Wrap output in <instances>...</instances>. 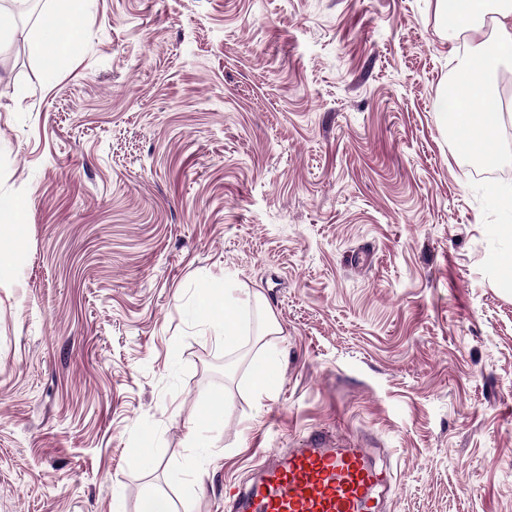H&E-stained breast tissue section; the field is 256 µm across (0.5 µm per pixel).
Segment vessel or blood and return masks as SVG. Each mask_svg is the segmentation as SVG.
<instances>
[{
    "label": "vessel or blood",
    "instance_id": "obj_1",
    "mask_svg": "<svg viewBox=\"0 0 512 512\" xmlns=\"http://www.w3.org/2000/svg\"><path fill=\"white\" fill-rule=\"evenodd\" d=\"M386 474L370 451L314 433L304 447L266 465L251 485L238 489L226 512H372Z\"/></svg>",
    "mask_w": 512,
    "mask_h": 512
}]
</instances>
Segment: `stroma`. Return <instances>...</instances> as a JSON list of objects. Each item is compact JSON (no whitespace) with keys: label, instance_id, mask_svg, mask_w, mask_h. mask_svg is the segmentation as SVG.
I'll return each mask as SVG.
<instances>
[{"label":"stroma","instance_id":"1","mask_svg":"<svg viewBox=\"0 0 512 512\" xmlns=\"http://www.w3.org/2000/svg\"><path fill=\"white\" fill-rule=\"evenodd\" d=\"M85 26L53 70L31 25L0 51V205L28 207L0 512H224L320 430L389 467L376 512H512V142L480 177L449 139L430 0H91ZM211 278L280 334L249 310L225 351ZM226 407V395L224 393H212L204 401L202 415L197 420V425L202 429H213L224 425V411Z\"/></svg>","mask_w":512,"mask_h":512}]
</instances>
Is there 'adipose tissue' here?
Masks as SVG:
<instances>
[{"label": "adipose tissue", "instance_id": "ef3b65f1", "mask_svg": "<svg viewBox=\"0 0 512 512\" xmlns=\"http://www.w3.org/2000/svg\"><path fill=\"white\" fill-rule=\"evenodd\" d=\"M88 2L52 0L32 32L34 49L45 67H56L81 42ZM433 4L439 29L448 41V52L456 57L466 53L468 44L464 35L472 30L474 22L487 14L492 17L496 47L482 63L465 60L462 64L455 78L453 118L461 132L464 151L494 164L498 158L497 127L503 116L497 68L501 60H512V0H433ZM26 210L22 199L15 200L7 210H0V278L14 264ZM251 304L260 307L264 301L257 294L249 300L232 297L214 279L196 290L198 317L228 350L237 347L245 328L244 310Z\"/></svg>", "mask_w": 512, "mask_h": 512}]
</instances>
